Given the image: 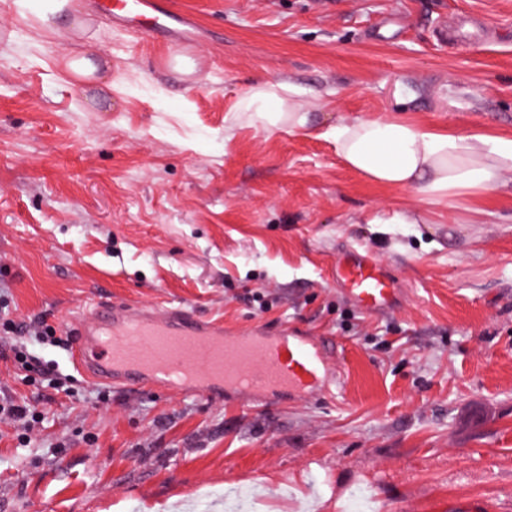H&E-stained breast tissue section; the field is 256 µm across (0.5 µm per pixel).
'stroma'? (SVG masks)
Listing matches in <instances>:
<instances>
[{
  "label": "stroma",
  "instance_id": "obj_1",
  "mask_svg": "<svg viewBox=\"0 0 512 512\" xmlns=\"http://www.w3.org/2000/svg\"><path fill=\"white\" fill-rule=\"evenodd\" d=\"M79 0L54 28L0 9V290L65 333L98 296L182 304L241 332L288 323L328 344L331 400L265 409L109 389L39 350L74 395L26 384L0 328V512H512V174L431 201L348 169L333 141L236 112L265 78L312 91L310 120L398 116L512 136V0H166L173 49ZM453 27V43L435 39ZM101 74L77 80L66 55ZM188 58L189 75L166 58ZM398 279L385 310L336 287V254ZM2 419L23 422L25 430L29 431L35 424L40 422L41 414L35 412L33 405L29 402L23 401L19 403L7 398L4 401L0 400V421Z\"/></svg>",
  "mask_w": 512,
  "mask_h": 512
}]
</instances>
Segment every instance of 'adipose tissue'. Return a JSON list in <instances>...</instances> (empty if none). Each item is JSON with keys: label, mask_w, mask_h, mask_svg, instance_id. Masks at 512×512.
Listing matches in <instances>:
<instances>
[{"label": "adipose tissue", "mask_w": 512, "mask_h": 512, "mask_svg": "<svg viewBox=\"0 0 512 512\" xmlns=\"http://www.w3.org/2000/svg\"><path fill=\"white\" fill-rule=\"evenodd\" d=\"M309 90L260 80L239 95L236 109L263 127L310 129ZM346 166L371 182L415 187L427 196L455 199L496 188L512 172V137L435 132L396 118L342 120L323 130Z\"/></svg>", "instance_id": "adipose-tissue-1"}]
</instances>
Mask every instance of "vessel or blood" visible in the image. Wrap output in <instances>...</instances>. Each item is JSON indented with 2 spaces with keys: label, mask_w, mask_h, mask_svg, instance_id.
Masks as SVG:
<instances>
[{
  "label": "vessel or blood",
  "mask_w": 512,
  "mask_h": 512,
  "mask_svg": "<svg viewBox=\"0 0 512 512\" xmlns=\"http://www.w3.org/2000/svg\"><path fill=\"white\" fill-rule=\"evenodd\" d=\"M100 9L113 23L150 28L173 46L186 40L163 0H101ZM333 278L365 313L390 307L398 293L396 278L355 247L339 253ZM68 331L76 338L74 359L102 385L176 388L210 402L243 395L264 406L313 392L332 398L339 383L324 347L288 325L231 334L185 306L100 299L79 310Z\"/></svg>",
  "instance_id": "vessel-or-blood-1"
}]
</instances>
